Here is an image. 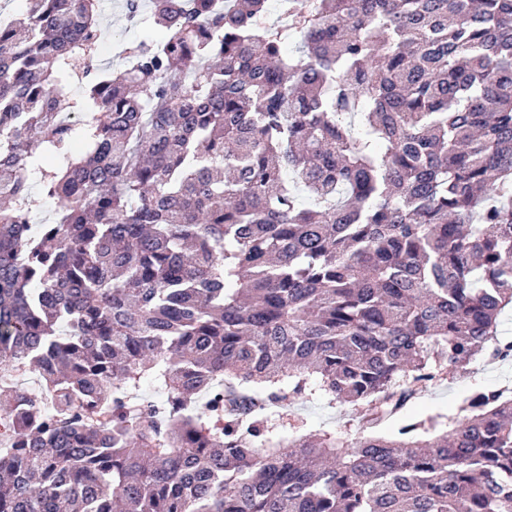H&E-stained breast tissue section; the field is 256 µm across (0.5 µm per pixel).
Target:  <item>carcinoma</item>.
<instances>
[{
    "label": "carcinoma",
    "instance_id": "1",
    "mask_svg": "<svg viewBox=\"0 0 512 512\" xmlns=\"http://www.w3.org/2000/svg\"><path fill=\"white\" fill-rule=\"evenodd\" d=\"M145 1L115 70L100 0L0 18V512H512L508 391L264 416L512 360V0H291L294 54L268 0ZM31 193L33 198V223L45 224L49 223L55 212V203L45 200L39 193V186L35 180L31 181ZM281 416L276 424L280 429L306 433L326 431L339 439H351L360 432L362 405L343 404L330 401L328 396L315 400L294 399L280 407Z\"/></svg>",
    "mask_w": 512,
    "mask_h": 512
}]
</instances>
